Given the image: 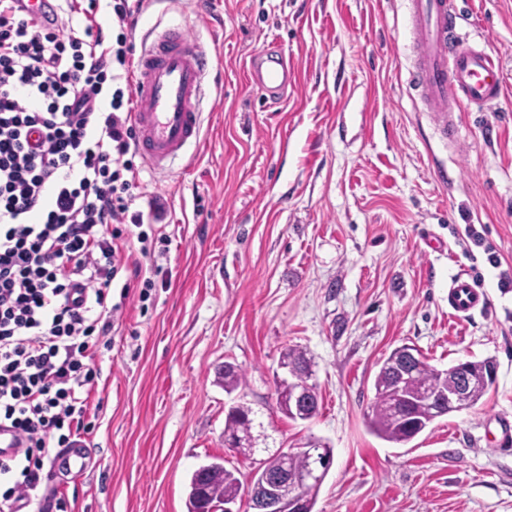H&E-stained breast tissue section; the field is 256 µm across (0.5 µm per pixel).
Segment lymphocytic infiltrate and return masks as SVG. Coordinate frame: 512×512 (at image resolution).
<instances>
[{"mask_svg": "<svg viewBox=\"0 0 512 512\" xmlns=\"http://www.w3.org/2000/svg\"><path fill=\"white\" fill-rule=\"evenodd\" d=\"M68 0L43 19L0 0V423L23 447L0 459V507L39 501L52 448L89 430L85 386L94 340L128 299V262L115 246L123 223L160 221L135 209L133 0ZM120 286V302L110 290Z\"/></svg>", "mask_w": 512, "mask_h": 512, "instance_id": "obj_1", "label": "lymphocytic infiltrate"}]
</instances>
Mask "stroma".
Segmentation results:
<instances>
[{
  "mask_svg": "<svg viewBox=\"0 0 512 512\" xmlns=\"http://www.w3.org/2000/svg\"><path fill=\"white\" fill-rule=\"evenodd\" d=\"M457 3L456 33L497 58L505 93L444 138L406 83L408 0H145L135 46L180 25L211 58L203 130L170 172L140 167L136 208L158 198L165 215L131 258L155 286L95 348L87 476L56 472L69 512H187L198 466L248 473L224 446L239 401L286 446L332 448L314 512H512V0ZM273 41L298 76L277 104L247 75ZM460 271L485 297L464 318L448 310ZM403 344L440 370L493 359L497 377L398 445L367 415ZM289 347L312 361L307 421L274 410ZM227 361L245 373L230 394L215 377Z\"/></svg>",
  "mask_w": 512,
  "mask_h": 512,
  "instance_id": "stroma-1",
  "label": "stroma"
}]
</instances>
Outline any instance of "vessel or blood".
I'll use <instances>...</instances> for the list:
<instances>
[{"label": "vessel or blood", "mask_w": 512, "mask_h": 512, "mask_svg": "<svg viewBox=\"0 0 512 512\" xmlns=\"http://www.w3.org/2000/svg\"><path fill=\"white\" fill-rule=\"evenodd\" d=\"M414 58L410 84L426 111L435 115L440 133L465 107H480L498 100L504 91L496 58L485 48L457 36L453 27L455 0H410ZM211 59L188 35L173 26L157 35L138 54L134 72L136 148L150 168L168 170L170 162L195 145L202 134L199 102ZM249 78L267 100L284 98L295 80L282 48L254 56ZM484 295L474 280L457 273L448 286V307L461 317L481 308ZM74 478L88 468L82 442L56 452Z\"/></svg>", "instance_id": "1"}]
</instances>
